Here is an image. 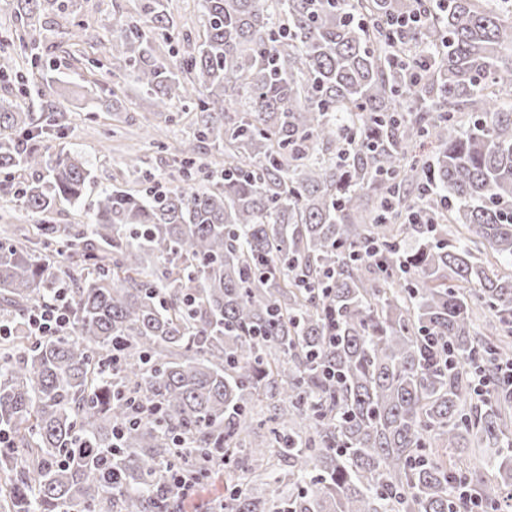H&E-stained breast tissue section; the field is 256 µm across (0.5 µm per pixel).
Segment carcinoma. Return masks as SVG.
<instances>
[{"label":"carcinoma","mask_w":512,"mask_h":512,"mask_svg":"<svg viewBox=\"0 0 512 512\" xmlns=\"http://www.w3.org/2000/svg\"><path fill=\"white\" fill-rule=\"evenodd\" d=\"M165 2L113 24L105 65L191 116L183 186L146 173L101 190L91 223L52 224L91 170L49 152L54 107L0 103V197L43 217L30 235L0 226V512H181L175 471L224 473V512H456L460 485L497 512L512 0H199L203 34L161 59ZM70 4L13 12L46 29ZM0 52L25 60L22 94L50 54L22 34ZM62 286L71 328L30 335ZM132 398L158 412L131 421ZM473 446L495 487L457 464Z\"/></svg>","instance_id":"cac0c4a2"}]
</instances>
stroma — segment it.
<instances>
[{
	"instance_id": "obj_1",
	"label": "stroma",
	"mask_w": 512,
	"mask_h": 512,
	"mask_svg": "<svg viewBox=\"0 0 512 512\" xmlns=\"http://www.w3.org/2000/svg\"><path fill=\"white\" fill-rule=\"evenodd\" d=\"M75 21H61L49 37L58 48L50 68L40 82L43 95L24 99L17 96L12 73L24 72L21 61L8 63V80H0V98L20 99L24 109L37 112L42 105L54 103L65 112L68 130L64 138L51 140L52 152L81 154L92 168L95 181L77 204L60 203L52 216L56 224L88 223L99 191L110 187H131L126 170L129 152H136L141 171L151 173L159 184H166L172 158L179 142L189 130L188 118L167 123L153 113L150 102L136 93L121 74L102 67L86 71L83 54L104 58L112 34L114 18L132 13V0H74ZM115 89L111 108L100 103L103 91ZM150 124L154 139L130 143L121 130L127 117Z\"/></svg>"
}]
</instances>
